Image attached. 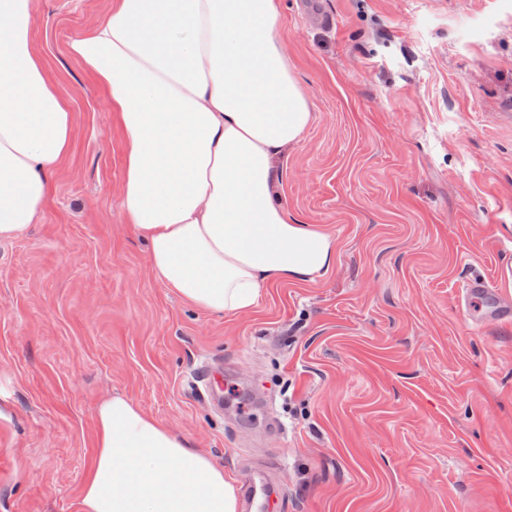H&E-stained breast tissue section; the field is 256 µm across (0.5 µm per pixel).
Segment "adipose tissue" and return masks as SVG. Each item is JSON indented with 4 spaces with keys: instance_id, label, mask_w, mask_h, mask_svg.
I'll list each match as a JSON object with an SVG mask.
<instances>
[{
    "instance_id": "adipose-tissue-1",
    "label": "adipose tissue",
    "mask_w": 512,
    "mask_h": 512,
    "mask_svg": "<svg viewBox=\"0 0 512 512\" xmlns=\"http://www.w3.org/2000/svg\"><path fill=\"white\" fill-rule=\"evenodd\" d=\"M35 0H0V241L39 219L73 115L34 52ZM279 0H112L69 53L98 78L125 145L127 224L154 276L214 314L253 310L273 283L336 261L291 217L275 160L313 114L281 38ZM80 512H238L234 479L121 394L94 413Z\"/></svg>"
}]
</instances>
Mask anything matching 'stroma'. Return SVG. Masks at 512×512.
Returning a JSON list of instances; mask_svg holds the SVG:
<instances>
[{
	"label": "stroma",
	"mask_w": 512,
	"mask_h": 512,
	"mask_svg": "<svg viewBox=\"0 0 512 512\" xmlns=\"http://www.w3.org/2000/svg\"><path fill=\"white\" fill-rule=\"evenodd\" d=\"M109 7L38 2L73 145L0 242V512H78L115 393L276 512H512V320L461 299L483 278L512 301V0H280L313 121L278 191L336 262L236 316L154 279L125 222L123 136L68 51Z\"/></svg>",
	"instance_id": "obj_1"
}]
</instances>
